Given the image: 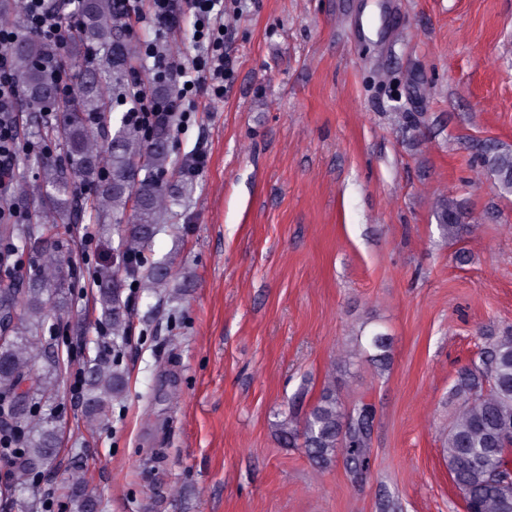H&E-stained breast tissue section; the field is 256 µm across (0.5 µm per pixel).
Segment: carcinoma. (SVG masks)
Returning a JSON list of instances; mask_svg holds the SVG:
<instances>
[{
    "label": "carcinoma",
    "mask_w": 512,
    "mask_h": 512,
    "mask_svg": "<svg viewBox=\"0 0 512 512\" xmlns=\"http://www.w3.org/2000/svg\"><path fill=\"white\" fill-rule=\"evenodd\" d=\"M74 3L79 27L63 48L75 57L81 48L96 46V63L73 74V94L65 102L54 94L59 78L53 62L60 50L40 39L23 35L12 45L13 76L26 96L29 119L42 112L60 113L55 124L39 128L47 142L60 140L67 150L65 161L39 157L41 168L38 199L31 220L11 223L15 199H28L24 176L9 172L15 181L16 198L3 205L0 215V316L8 320L9 337L0 343V456L11 460L16 480L40 471L57 454L58 438L52 426L36 418V406L55 397V385L39 360L60 368V357L47 351V323L60 319L62 302L52 290L61 287L67 258L57 250L68 234L66 219L77 211L92 224H103L107 214H124L134 204L131 219L112 225L121 242L118 261L93 271L101 318L112 339L125 341L130 332L126 283L160 288L173 277L164 263L153 261L148 250L164 210L167 183L163 176L176 170L171 158L173 118L146 130L126 120L109 130L113 109L124 101L123 76L129 51L114 29L121 23L113 0H66ZM491 168L501 184L511 188L505 174L512 171V153L491 158ZM91 185L94 194L83 195ZM440 225L448 238L462 228L460 214L450 203L441 209ZM40 254L41 264L24 284L14 283L18 253ZM373 350L371 361L387 365L388 337L374 332L367 337ZM336 366L302 425L286 418L276 424L279 439L287 446H300L318 468L326 469L342 454L346 463L358 467L368 455L371 405L360 403L352 423L345 422L346 409L336 393ZM84 416L90 429L109 423L112 399L125 390V375L119 360L107 362L96 356L86 362ZM461 406L443 448L448 473L460 491L465 512H512V336L479 348L471 367L461 372L452 388ZM68 496L79 512H99L100 503L73 472L67 479Z\"/></svg>",
    "instance_id": "obj_1"
}]
</instances>
